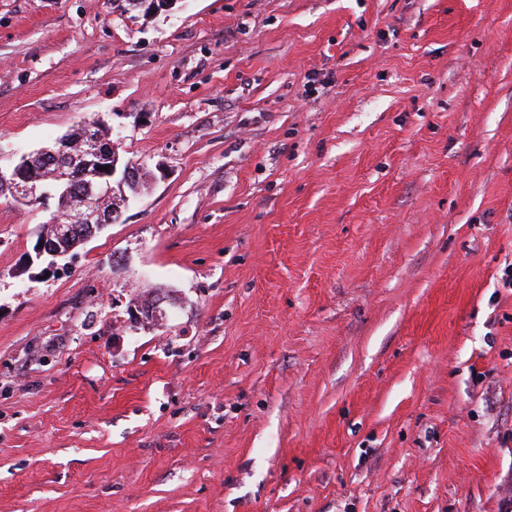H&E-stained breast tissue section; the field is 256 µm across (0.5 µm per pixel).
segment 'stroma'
Returning <instances> with one entry per match:
<instances>
[{
	"label": "stroma",
	"instance_id": "35a3bbf8",
	"mask_svg": "<svg viewBox=\"0 0 512 512\" xmlns=\"http://www.w3.org/2000/svg\"><path fill=\"white\" fill-rule=\"evenodd\" d=\"M91 119L157 179L0 200V512H512V0H0V166ZM82 151L79 152L80 157L83 158V167L86 169L85 173L91 169L98 170L99 166H107V170H102L99 173L98 180L102 183L112 182L105 188H97V186L88 185V192L86 195H81L83 202L80 204L79 209L76 211V216L72 222L69 220V211L72 206L70 200L77 197V192L81 189L85 180L84 170L80 169V164L68 162L59 166L46 167V163L36 155L31 156V163L29 165V172L32 176L47 177L50 174L58 173L60 176H66V183L72 189L73 193L69 195L70 188H64L60 192L61 197H68V199H61L57 197V211L52 218V224L43 225V233L46 237L39 240L36 251L39 258L43 255L52 258H62L68 255L73 247L70 246L71 241L67 240L71 233L67 232L70 228L68 224H84L82 232V240H89L97 231H100L107 224L118 222L122 217V210L120 208L108 209L113 205L120 206L116 203L117 196H112L115 191L114 178L122 170V165L119 164V155L113 153L107 154L100 150L99 142L96 138L91 137L89 134L81 138ZM30 160L28 156H22L18 162L13 166L3 169L5 173L11 178V190L15 202L21 205H27L35 201H40L46 194L45 189L50 188L49 184L44 179L30 178L27 174V166ZM112 169V170H110ZM92 187H95L93 190ZM111 197L105 206L102 201ZM58 225V233L55 239L50 237L55 234L54 227ZM40 242H43V247H39ZM176 296L172 293L160 295L151 304H141L135 310L134 321L136 324L161 325L166 318V307L176 303Z\"/></svg>",
	"mask_w": 512,
	"mask_h": 512
}]
</instances>
